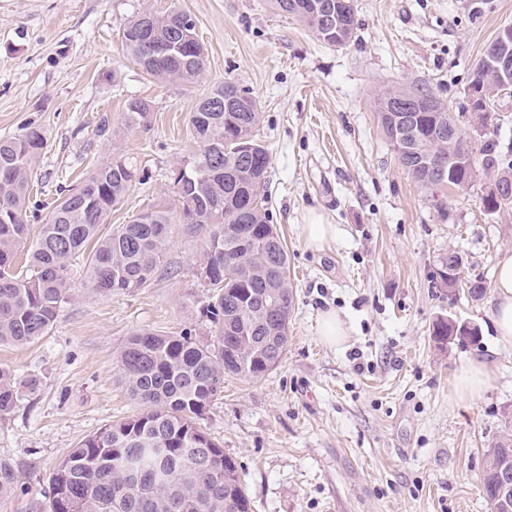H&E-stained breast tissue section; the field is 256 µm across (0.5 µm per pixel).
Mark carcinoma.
<instances>
[{
    "mask_svg": "<svg viewBox=\"0 0 512 512\" xmlns=\"http://www.w3.org/2000/svg\"><path fill=\"white\" fill-rule=\"evenodd\" d=\"M305 0H273L274 7L299 18L316 39L330 47L351 41L353 14L338 13L329 28ZM130 60L151 79L196 83L205 68L204 48L190 16L179 9L143 12L121 32ZM150 101L131 98L127 119L145 123ZM258 103L247 89L226 82L199 98L190 123L199 150L172 170L175 207L152 206L100 234L112 208L135 182L137 166L114 158L53 203L30 257L17 260L26 241V203L33 160L45 148L40 130L0 139V346L34 343L53 328L62 303L71 296L72 272L88 264L91 287L125 292L151 284L163 263L175 224L210 226L201 269L210 288L203 314L218 329L206 343L190 332L179 336L133 332L117 357L131 397L144 410L105 426L81 440L56 467L50 492L37 512H252L251 499L236 462L197 426L221 392L224 376L258 379L274 367L271 353L288 346L293 291L288 254L270 242L267 203L269 155L255 138ZM456 124L444 103L410 114L409 131L418 155L408 168L426 171L434 157L448 153L474 166L512 178V165L500 166L494 143L480 152L436 138L435 130ZM437 285L453 299L467 287L471 298L485 293L482 279H460L441 262ZM444 318L433 326L435 340L464 338ZM7 366H0V415L22 396ZM512 458V437L504 436L487 454L482 491L490 512H505L493 487L500 464ZM14 466L0 460V496L14 489Z\"/></svg>",
    "mask_w": 512,
    "mask_h": 512,
    "instance_id": "1",
    "label": "carcinoma"
}]
</instances>
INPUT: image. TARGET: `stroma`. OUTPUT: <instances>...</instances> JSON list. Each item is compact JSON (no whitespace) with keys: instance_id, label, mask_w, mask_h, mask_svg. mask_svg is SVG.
<instances>
[{"instance_id":"1","label":"stroma","mask_w":512,"mask_h":512,"mask_svg":"<svg viewBox=\"0 0 512 512\" xmlns=\"http://www.w3.org/2000/svg\"><path fill=\"white\" fill-rule=\"evenodd\" d=\"M179 5L206 54L193 86L144 76L119 39L142 11ZM352 41L327 47L271 0H0V138L39 129L32 165L29 242L62 191L123 157L145 172L114 207L102 234L174 199L171 172L198 150L189 114L231 80L259 105L269 152V212L288 253L294 307L288 346L268 375L224 379L198 421L245 475L253 512H489L479 490L484 460L512 434V345L493 324V295L449 299L433 278L448 251L463 274L494 282L512 252V205L489 215L490 182L445 190L444 209L398 163L378 121L385 89L429 91L447 104L474 148L494 141L512 164V95L482 125L466 97L470 74L512 0H356ZM151 102L147 124L129 123L130 98ZM327 214L336 238L311 249L308 210ZM209 227L176 225L152 283L101 294L79 268L51 332L0 346V364L33 378L0 415V458L17 467L0 512H34L59 462L82 439L139 413L116 366L131 333L209 342V294L198 277ZM345 323L343 343L319 336L324 312ZM474 326V340L436 343L439 318ZM493 377L475 398L455 381L473 362Z\"/></svg>"}]
</instances>
